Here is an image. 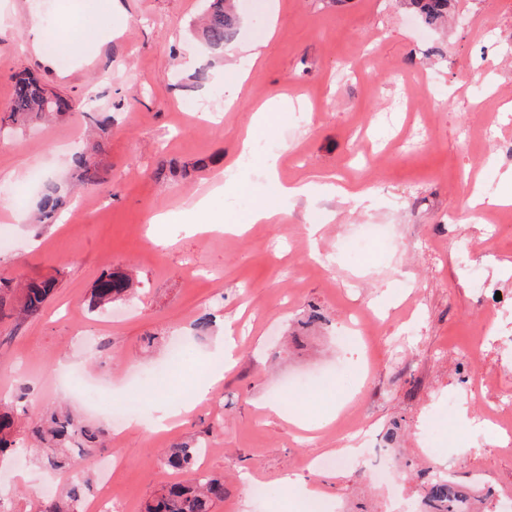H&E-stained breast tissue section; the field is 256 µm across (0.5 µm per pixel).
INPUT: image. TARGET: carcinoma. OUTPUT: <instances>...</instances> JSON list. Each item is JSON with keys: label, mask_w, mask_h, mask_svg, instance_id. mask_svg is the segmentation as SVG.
Returning a JSON list of instances; mask_svg holds the SVG:
<instances>
[{"label": "carcinoma", "mask_w": 512, "mask_h": 512, "mask_svg": "<svg viewBox=\"0 0 512 512\" xmlns=\"http://www.w3.org/2000/svg\"><path fill=\"white\" fill-rule=\"evenodd\" d=\"M405 8L415 13L428 28H438L448 21L450 0H403ZM239 17L231 0H208L201 35L214 50L231 44L238 33ZM70 109L58 94L42 87L38 79L24 72L16 76L9 109L0 116L2 125H24L53 113ZM75 177L85 183L99 184L103 178L92 158L84 153L72 158ZM65 204V195L56 183L45 186L38 203L39 222L55 219ZM56 286L53 277L43 280L18 279L0 284V320L12 318L22 322L40 315ZM133 294L131 279L124 273L110 272L98 282L90 299L91 311H102L112 302ZM17 412L12 406L0 409V456L28 449L26 441L14 435ZM33 439L42 445L40 462L46 469L62 472L75 468L80 461L106 451L105 430L82 422L67 411L48 408L29 428ZM206 452L204 444L179 443L167 449L163 465L192 476L187 483H170L144 506V512H213L224 501V479L208 474L199 477L197 470ZM90 490L89 480H77L58 498H46L40 512H75ZM423 498L437 501L446 512H457L464 501L472 499L469 490L447 477L437 476L425 488Z\"/></svg>", "instance_id": "cac0c4a2"}]
</instances>
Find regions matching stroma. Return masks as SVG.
Here are the masks:
<instances>
[{"instance_id": "obj_1", "label": "stroma", "mask_w": 512, "mask_h": 512, "mask_svg": "<svg viewBox=\"0 0 512 512\" xmlns=\"http://www.w3.org/2000/svg\"><path fill=\"white\" fill-rule=\"evenodd\" d=\"M204 0H115L89 18L84 38L111 31L86 61L54 48L51 64L25 51L32 24L54 37L66 0H0V113L13 77L27 70L68 99L51 121L0 128V279L57 280L44 311L0 322V400L26 392L27 419L66 404L106 427L118 455L114 494L143 512L162 485V449L208 439L209 474L224 480L216 512H295L293 497L266 502L250 489L286 479L317 486L327 512H414L422 483L454 462L469 485L484 476L483 512L512 499V410L491 400L512 391V307L494 335L473 339L482 301L473 273L512 291V221L490 223L475 193L498 197L512 170V0H451L447 30L425 27L401 0H237V44L261 55L235 103L225 68L239 55L210 49L197 24ZM93 99L112 117L107 136L83 111ZM281 107L269 133L282 182H332L374 195L371 208L331 192L284 203L272 224L249 218L264 200L259 169H243L241 141L256 110ZM91 155L105 182L71 176L74 153ZM223 158L228 191L209 195L216 221L238 233L198 230L188 209ZM61 185L58 220L35 223L45 184ZM179 212V224L150 227ZM22 213L27 223H15ZM322 226L317 237L307 227ZM388 228L364 252L350 240L369 225ZM133 280L135 296L91 313L88 300L106 271ZM370 307L359 344L338 336L357 306ZM215 320L206 335L194 323ZM318 322H310L311 314ZM183 341V361L159 388L137 375L163 365ZM232 341L235 363L213 397L184 410L201 374ZM326 373L323 384L290 391L292 380ZM467 401L468 433L454 432ZM175 424L153 428L163 408ZM222 432L209 434L210 426ZM373 436L381 467L367 453L316 470L340 440ZM80 470L59 476L32 461L0 462V512H38Z\"/></svg>"}]
</instances>
